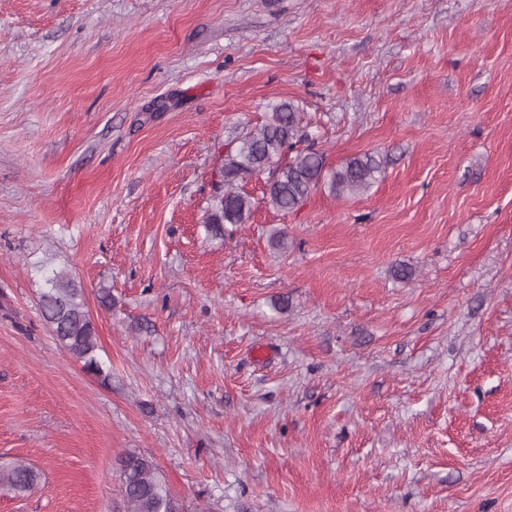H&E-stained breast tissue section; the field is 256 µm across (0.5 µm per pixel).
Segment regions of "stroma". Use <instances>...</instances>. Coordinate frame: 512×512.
<instances>
[{
    "instance_id": "35a3bbf8",
    "label": "stroma",
    "mask_w": 512,
    "mask_h": 512,
    "mask_svg": "<svg viewBox=\"0 0 512 512\" xmlns=\"http://www.w3.org/2000/svg\"><path fill=\"white\" fill-rule=\"evenodd\" d=\"M281 102L375 184L211 234ZM129 451L183 512H512V0H0V512H125ZM39 306L62 348L101 384H111L112 368L99 356L97 334L83 288H79L66 273L52 271L44 276ZM39 481L38 472L30 465L16 463L0 470V486L13 493L31 491Z\"/></svg>"
}]
</instances>
